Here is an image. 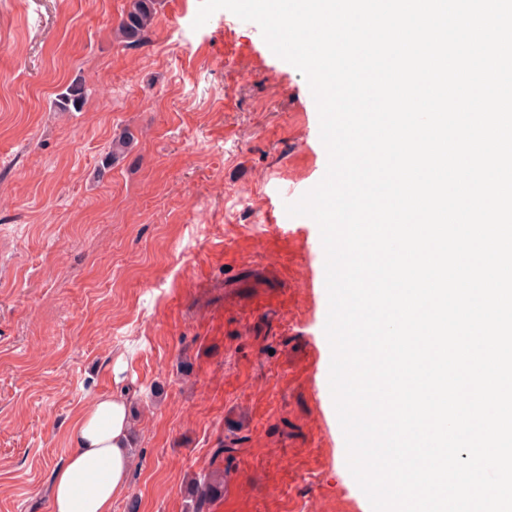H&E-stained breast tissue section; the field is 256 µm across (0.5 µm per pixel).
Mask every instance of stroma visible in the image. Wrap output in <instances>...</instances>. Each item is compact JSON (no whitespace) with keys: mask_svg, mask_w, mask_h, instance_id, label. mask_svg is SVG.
I'll return each mask as SVG.
<instances>
[{"mask_svg":"<svg viewBox=\"0 0 512 512\" xmlns=\"http://www.w3.org/2000/svg\"><path fill=\"white\" fill-rule=\"evenodd\" d=\"M128 4L0 0V512H52L72 420L115 392L112 512H192L218 468L209 512H372L329 389L320 229L265 220L326 172L309 85L256 23L194 27L200 0H159L124 45ZM75 80L85 106L58 111ZM157 0H129V5L113 35L127 46L139 45L151 29L157 12ZM224 470H215L202 478H195L192 482V508L193 512H206L211 502L221 494L228 475L224 476ZM227 473V472H226Z\"/></svg>","mask_w":512,"mask_h":512,"instance_id":"obj_1","label":"stroma"}]
</instances>
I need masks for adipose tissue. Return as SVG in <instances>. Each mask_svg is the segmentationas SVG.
<instances>
[{"label": "adipose tissue", "instance_id": "1", "mask_svg": "<svg viewBox=\"0 0 512 512\" xmlns=\"http://www.w3.org/2000/svg\"><path fill=\"white\" fill-rule=\"evenodd\" d=\"M129 404L120 394L97 398L71 424L75 448L52 471L53 512H112L125 494L131 463Z\"/></svg>", "mask_w": 512, "mask_h": 512}]
</instances>
